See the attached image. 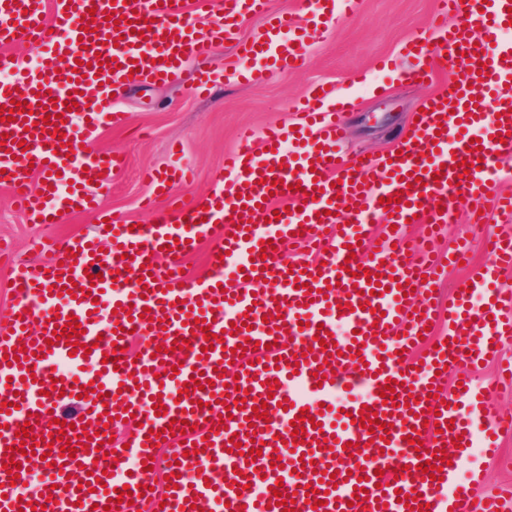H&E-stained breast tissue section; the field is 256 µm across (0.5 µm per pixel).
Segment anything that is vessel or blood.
Wrapping results in <instances>:
<instances>
[{"mask_svg":"<svg viewBox=\"0 0 512 512\" xmlns=\"http://www.w3.org/2000/svg\"><path fill=\"white\" fill-rule=\"evenodd\" d=\"M357 5L305 0L298 18L269 13L268 0H0V45L33 54L25 65L0 54V71L14 75L32 107L14 112L0 91V112L15 114L0 122L8 136L0 182L45 231L33 243L42 261L12 263L13 303L0 318V512H283L282 499L294 512H448L452 502L462 512H503L500 496L471 492L458 473L471 448L492 454L497 432L512 429V416L493 411L469 374L512 334V297L493 288L512 268V233L487 238L494 263L472 272L469 291L443 300L433 287L441 269L433 238L411 241L401 228L411 218L447 224L461 209L512 221V194L492 187L499 154L512 152V43L499 39L512 25V0H440L439 41L417 34L406 42L407 55L430 66L400 79L425 83L436 68L453 79L425 99L399 156L344 158L342 115L352 100L324 83L298 103V128L242 130L209 197L173 201L152 224L114 217L91 235L53 233L75 209L98 210L87 181L95 175L108 186L121 166L87 144L105 124L126 123L112 96L130 78L169 81L187 58L236 41L253 15L266 19L265 32L225 57L223 72L267 82L304 64L336 8ZM474 139L481 150H469ZM192 176L175 165L151 181L161 196ZM396 194L398 207H384ZM276 212L272 234L266 220ZM101 235L111 244L105 254ZM207 238L208 275L181 274V260ZM302 244L315 259L283 262L281 249ZM73 319L80 331L53 340ZM133 334L148 339L136 358L125 350ZM183 339L189 347L175 349ZM460 365L466 373L444 391L445 373ZM230 366L232 387L219 375ZM183 384L187 393H170ZM389 384L390 403L382 397ZM79 399L91 402L98 434L61 430L62 408ZM261 405L267 419H253ZM367 408L382 423L372 432L352 421ZM125 412L139 426L102 474L107 423ZM302 412L315 424L295 444L290 422ZM26 424L34 436L23 441ZM60 434L73 456L55 446ZM234 439L240 452L229 449ZM43 455L54 463L51 486L28 494L12 478ZM157 455L168 483L150 491L144 463ZM426 461L441 467V479L420 471ZM75 471L88 474L94 496L70 482ZM122 488L129 502H116Z\"/></svg>","mask_w":512,"mask_h":512,"instance_id":"vessel-or-blood-1","label":"vessel or blood"}]
</instances>
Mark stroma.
<instances>
[{"mask_svg":"<svg viewBox=\"0 0 512 512\" xmlns=\"http://www.w3.org/2000/svg\"><path fill=\"white\" fill-rule=\"evenodd\" d=\"M436 8V0H359L355 12H336L310 41L302 70L264 84L222 77L229 51L222 44L202 64L218 74L205 94L194 91L189 69L163 84L132 83L122 100L128 126L105 127L93 143L94 149L119 153L123 159L121 171L101 197L104 210L138 224L154 223V215L142 209L143 200L154 193L144 172L165 170L177 159L195 172L180 195L207 197L223 172L225 153L237 144L238 130L248 127L259 134L270 125L297 123L294 103L316 81L334 82L356 100L345 117L348 140L343 153L386 155L408 130L422 101L448 80L444 73L423 85L395 78L396 71L418 66V59L404 55L403 46L414 34L429 30ZM174 144L181 147V157H173ZM500 224L495 216L479 230L460 213L442 228L439 252H451L464 242L470 248L468 265L447 267L439 282L443 291L466 287L471 271L488 264L484 237ZM41 233L39 225L16 209L9 188L0 186V238L12 245L15 259H34L30 242ZM460 477L471 480L474 492L500 494L504 512H512V436L500 438L497 459L467 461Z\"/></svg>","mask_w":512,"mask_h":512,"instance_id":"1","label":"stroma"}]
</instances>
